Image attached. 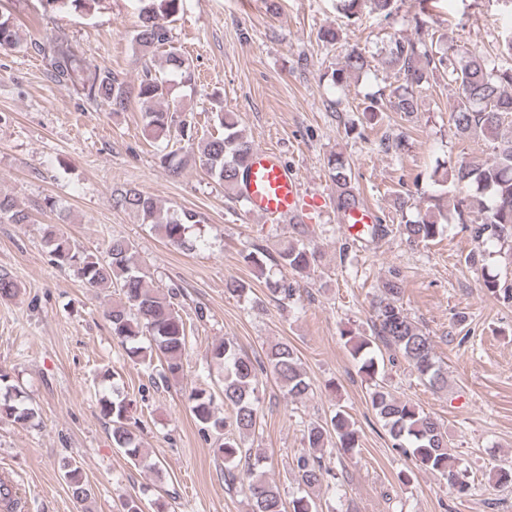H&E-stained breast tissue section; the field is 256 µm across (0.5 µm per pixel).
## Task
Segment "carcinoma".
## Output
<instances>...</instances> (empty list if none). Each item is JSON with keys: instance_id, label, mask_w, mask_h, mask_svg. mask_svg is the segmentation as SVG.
Masks as SVG:
<instances>
[{"instance_id": "1", "label": "carcinoma", "mask_w": 512, "mask_h": 512, "mask_svg": "<svg viewBox=\"0 0 512 512\" xmlns=\"http://www.w3.org/2000/svg\"><path fill=\"white\" fill-rule=\"evenodd\" d=\"M370 2L380 14L392 12L394 0H336V9L348 20L359 17L361 7ZM99 0H45L57 11L73 10L85 15L94 12ZM183 0H140L138 24L132 35L138 49L149 54L169 46L165 67L143 70L139 84L131 88L110 71L100 72L81 83L84 96L98 107L111 112L125 109L131 94L148 105L145 132L155 140L186 142L197 150L201 165L224 189H238L243 166L254 151V144L238 130L236 117L229 112L217 114L223 131L218 136L198 137L189 116L166 104L173 85L170 76L181 82L192 80L190 64L177 48L171 46L168 22L182 9ZM415 39L396 38L386 60L402 83L389 96L372 98L363 110L367 123L377 122L384 112L410 115L418 111L416 91L429 84L437 72H446L457 85L451 107L453 136L463 140L483 137L492 147L493 159L474 163L461 160L450 170L433 172L434 182H452L453 191L432 198L433 210L416 221L400 225L401 234L413 243L433 241L444 232L441 221L454 213L460 224L475 225L479 243L512 240V31L498 43L495 57L488 58L466 45L445 51L436 50L422 39L426 20L415 17ZM17 32L11 17L0 14V46L17 43ZM50 75L60 85L75 83L80 77L77 57L68 50H57L49 60ZM370 70V60L353 49L343 57L340 68L331 73L333 84L346 82L352 75ZM328 177L336 186V210L346 214L360 206L351 186V169L339 154L328 160ZM115 207L135 213L141 223L159 231L175 249L191 251L194 241L188 237L192 225L201 222L199 215L187 209L170 211L135 188L125 189L112 197ZM0 223L26 224L28 214L17 201L0 192ZM48 253L60 268L76 269L86 287L95 292L115 288L120 301L112 304L105 316L112 336L131 359H158L165 373L176 376L183 370V357L188 347L186 323L176 310L177 292L163 291L149 284L148 273L141 267L135 246L127 239L114 237L104 254L97 256L80 251L63 235L49 231L45 235ZM243 261L258 277L265 279L270 295L285 303L294 296L288 279L274 277V272L303 276L317 263V252L304 244L290 243L272 254L255 245L243 254ZM482 287L497 297L512 302V285L497 276L483 275ZM403 280L395 273L382 282L374 306L373 335L347 336L346 344L358 365V373L371 383L369 394L373 410L383 422L392 448L414 460L420 468L439 472L460 496H466L471 484L458 471L456 458L448 452V435L443 425L419 406L398 398L380 379V361L375 349L383 345L399 354L413 367L419 378L435 390L448 387L446 370L436 359L432 341L411 320L401 302ZM210 358L224 367L222 395L224 406L232 411L231 419L218 418L213 411V394L203 388L188 392L190 410L201 428L217 434L216 452L224 458V481L239 485L253 500L254 512H319L317 501L309 490L331 487L336 479L324 458L328 447L343 453L359 447V433L348 414L337 411L330 419L309 423L306 448L293 461V470L304 494L291 502L283 501L275 483L256 473L263 457L251 456V449L241 446V436L255 429L260 417L259 376L270 374L293 401H301L312 392V384L303 371L295 348L286 341L270 344L264 359L257 360L242 353L233 340L226 338L212 346ZM131 406L124 398H105L101 413L112 423V443L132 462L156 467L147 461L137 426L131 421ZM36 417V410L21 398L10 384L8 374L0 370V418L26 424ZM254 459L247 468H239L242 459ZM63 476L72 496L85 500L92 488L83 479L77 463L66 461Z\"/></svg>"}]
</instances>
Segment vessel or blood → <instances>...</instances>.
<instances>
[{
  "instance_id": "obj_1",
  "label": "vessel or blood",
  "mask_w": 512,
  "mask_h": 512,
  "mask_svg": "<svg viewBox=\"0 0 512 512\" xmlns=\"http://www.w3.org/2000/svg\"><path fill=\"white\" fill-rule=\"evenodd\" d=\"M239 194L250 214L271 219L293 218L320 209L322 195H303L297 171L276 149H258L247 165Z\"/></svg>"
}]
</instances>
